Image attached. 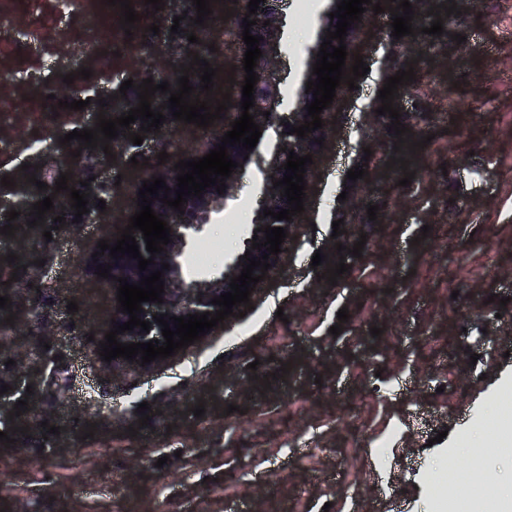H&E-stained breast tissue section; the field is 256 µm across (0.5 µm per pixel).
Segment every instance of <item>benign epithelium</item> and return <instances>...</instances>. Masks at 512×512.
<instances>
[{"label": "benign epithelium", "instance_id": "7a95c632", "mask_svg": "<svg viewBox=\"0 0 512 512\" xmlns=\"http://www.w3.org/2000/svg\"><path fill=\"white\" fill-rule=\"evenodd\" d=\"M280 7L281 0H264L260 3V9L253 15H248L247 9H242V15L249 16V19L256 21L251 26L250 33L254 36H261L260 49L263 56L257 60V66L254 72L259 76V80L255 85V102L254 107L249 109V114L254 116L255 123L263 127L275 118V105L280 101L281 91L279 84L271 81L270 75L278 67V45L280 42ZM270 21V25H264L265 21ZM299 111L288 114L287 126L285 130L298 127L305 121L311 120L305 105L313 101V93L301 88ZM270 112V115H264V112ZM320 138H328V133L323 129H317L306 137L301 138L297 134L285 135L282 147L286 151L279 152V155L270 167L264 192L263 206L269 210L278 212L288 208L287 198L284 197L282 187H273V182L281 179L286 175L284 163L288 157V151L292 150L298 156L307 154L317 157L321 151L320 145L315 140ZM240 168H235L231 177L225 180L226 189L223 193L216 192V188L210 187L202 193V197L196 196L188 198L183 206L185 214H180L161 201L156 200L152 203V209L160 218L168 223L171 228V243L164 246V251L153 256L146 250V242L143 239L142 232L133 231V236L139 246L141 255L148 259L154 258V263L148 265L152 271L163 270L164 293L162 294L163 303L143 302L141 307L143 313L139 314V318L143 321L150 322L149 331L136 327L131 332H124L117 335V341L122 343H147L151 340H159L165 342L162 336L161 326L153 319V315L165 314L172 316H187L189 314L216 312L219 306L211 303L214 297L230 291L229 283L231 279L239 276L243 269L242 263L245 262L243 254H238L230 263L225 264L224 272L215 277H204L189 279L183 270V255L188 247L190 240L194 235L200 233L204 226L208 224L211 217L224 209V199L235 195L238 188L237 174ZM283 227L290 231L295 223L286 220H275L272 217L258 214L254 224L251 225V232H256L259 227ZM258 233V232H256ZM258 240L265 241V233H258ZM167 263L170 269H162V264ZM46 366V361L40 362L32 360H24L21 362V377L28 380L29 385H34L36 381V373Z\"/></svg>", "mask_w": 512, "mask_h": 512}]
</instances>
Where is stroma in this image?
Returning a JSON list of instances; mask_svg holds the SVG:
<instances>
[{"label":"stroma","mask_w":512,"mask_h":512,"mask_svg":"<svg viewBox=\"0 0 512 512\" xmlns=\"http://www.w3.org/2000/svg\"><path fill=\"white\" fill-rule=\"evenodd\" d=\"M162 2L160 33L150 30L145 0H131L138 21L111 38L95 24L120 15L107 0H74L63 12L56 0H0V103L12 107L0 177L14 181L0 185V255L15 254L17 264L0 270L14 320L0 344V379L18 376L13 361L28 350L50 360L26 411H14L19 393L0 394V432L10 436L0 441V512H448L431 476L451 465L469 482L462 429L485 419L490 386L512 384V0H457L452 14L448 0H430L415 10L417 33L398 39L390 10L400 0H380L381 13H368L347 47L346 65L363 58L368 73L340 84L322 113L329 140L304 210L250 308L174 359L115 376L97 340L113 293L86 259L98 241L120 238L144 179L175 175V163L229 131L245 80L240 0H212L201 25L183 19L184 0ZM332 7L285 5L294 35L280 42L279 112L297 108ZM436 17L439 36L426 32ZM190 53L217 70L210 99L231 101L212 125L167 118L160 139L112 141L104 164L80 155V141L60 145L69 132L95 128L102 106L89 100L91 86L128 113L144 79L177 86ZM409 68L415 77L392 102L406 128L398 136L390 116L375 120L371 107L387 78ZM24 72L35 81H21ZM129 79L133 88L122 90ZM50 97L85 107L42 110ZM282 138L279 122L263 127L256 163L201 234L220 245L223 261L244 248ZM402 141L420 146L403 164ZM356 167L364 177L349 180ZM63 174L75 188L92 176L105 184L107 223L76 221L67 204L34 229L31 212L10 218L17 190L42 200L39 183ZM9 222L10 236L1 232ZM359 241L348 272L325 279L334 243ZM318 250L327 259L315 267ZM48 424L55 434L45 435Z\"/></svg>","instance_id":"1"}]
</instances>
